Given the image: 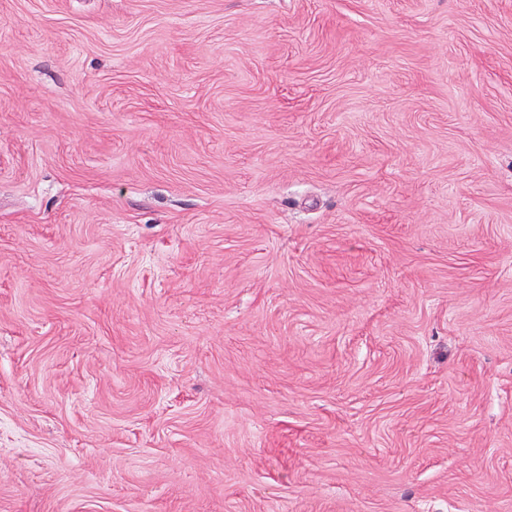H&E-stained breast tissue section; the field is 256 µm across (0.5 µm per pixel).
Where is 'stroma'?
<instances>
[{
	"instance_id": "35a3bbf8",
	"label": "stroma",
	"mask_w": 512,
	"mask_h": 512,
	"mask_svg": "<svg viewBox=\"0 0 512 512\" xmlns=\"http://www.w3.org/2000/svg\"><path fill=\"white\" fill-rule=\"evenodd\" d=\"M0 512H512V0H0Z\"/></svg>"
}]
</instances>
